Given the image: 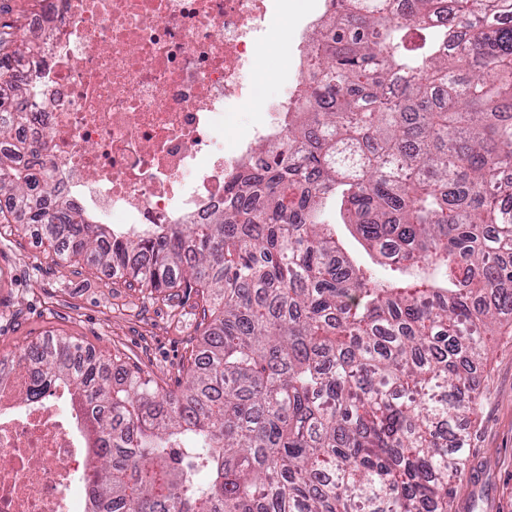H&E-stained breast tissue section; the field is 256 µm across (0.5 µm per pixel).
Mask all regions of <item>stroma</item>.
I'll list each match as a JSON object with an SVG mask.
<instances>
[{
    "mask_svg": "<svg viewBox=\"0 0 512 512\" xmlns=\"http://www.w3.org/2000/svg\"><path fill=\"white\" fill-rule=\"evenodd\" d=\"M324 11L322 0H288V14L272 23L260 56L262 98L293 78ZM171 295L154 300L107 268L59 257L18 223L0 224V358H17L41 336H69L180 389L200 335L195 300L181 288ZM475 377L483 402L468 418L466 474L454 484L448 512H512V335L493 336Z\"/></svg>",
    "mask_w": 512,
    "mask_h": 512,
    "instance_id": "1",
    "label": "stroma"
}]
</instances>
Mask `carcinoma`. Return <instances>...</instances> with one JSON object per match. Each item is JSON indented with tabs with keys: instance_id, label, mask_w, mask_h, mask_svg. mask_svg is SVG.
<instances>
[{
	"instance_id": "carcinoma-1",
	"label": "carcinoma",
	"mask_w": 512,
	"mask_h": 512,
	"mask_svg": "<svg viewBox=\"0 0 512 512\" xmlns=\"http://www.w3.org/2000/svg\"><path fill=\"white\" fill-rule=\"evenodd\" d=\"M355 0L310 37L288 136L201 224H88L24 138L33 42L0 24V223L151 293L201 298L202 347L168 390L44 336L27 397L75 388L100 442L93 512H448L472 368L512 315V0ZM434 29L420 53L409 32ZM377 267L336 238L328 203Z\"/></svg>"
}]
</instances>
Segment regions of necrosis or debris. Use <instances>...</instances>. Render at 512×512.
Segmentation results:
<instances>
[{"mask_svg": "<svg viewBox=\"0 0 512 512\" xmlns=\"http://www.w3.org/2000/svg\"><path fill=\"white\" fill-rule=\"evenodd\" d=\"M287 0H53L12 32L45 31L26 129L49 183L91 223L203 222L260 148L283 140L263 104L233 154L224 129L256 94V60ZM29 371L0 362V512H86L95 441L67 393L28 401Z\"/></svg>", "mask_w": 512, "mask_h": 512, "instance_id": "4bbe7bcc", "label": "necrosis or debris"}]
</instances>
